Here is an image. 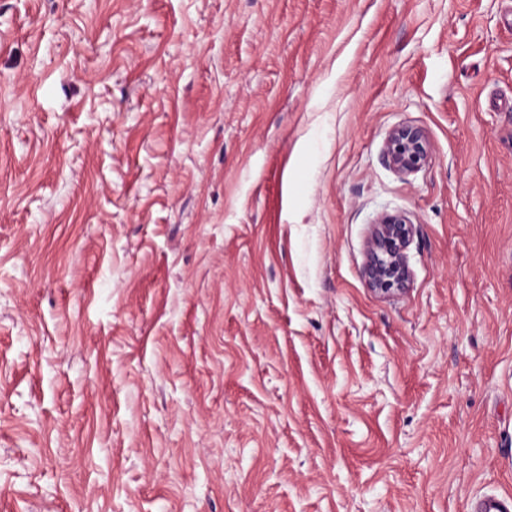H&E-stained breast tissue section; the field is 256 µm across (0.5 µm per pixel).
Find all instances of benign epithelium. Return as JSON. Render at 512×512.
Listing matches in <instances>:
<instances>
[{
	"instance_id": "obj_1",
	"label": "benign epithelium",
	"mask_w": 512,
	"mask_h": 512,
	"mask_svg": "<svg viewBox=\"0 0 512 512\" xmlns=\"http://www.w3.org/2000/svg\"><path fill=\"white\" fill-rule=\"evenodd\" d=\"M430 156L425 132L415 126L393 128L384 144L385 163L407 175L421 169ZM414 235V224L403 214H385L373 225L367 242L362 276L372 290L392 293L406 288L410 269L406 251Z\"/></svg>"
}]
</instances>
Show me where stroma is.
Instances as JSON below:
<instances>
[{
	"instance_id": "35a3bbf8",
	"label": "stroma",
	"mask_w": 512,
	"mask_h": 512,
	"mask_svg": "<svg viewBox=\"0 0 512 512\" xmlns=\"http://www.w3.org/2000/svg\"><path fill=\"white\" fill-rule=\"evenodd\" d=\"M422 128L425 166L383 159ZM411 280L361 276L373 224ZM512 494V0H0V512ZM430 156V143L425 132L411 125L393 128L384 144L385 163L402 175L421 169ZM414 224L403 214H385L373 225L367 242L362 276L372 290L392 293L406 288L410 269L406 251Z\"/></svg>"
}]
</instances>
